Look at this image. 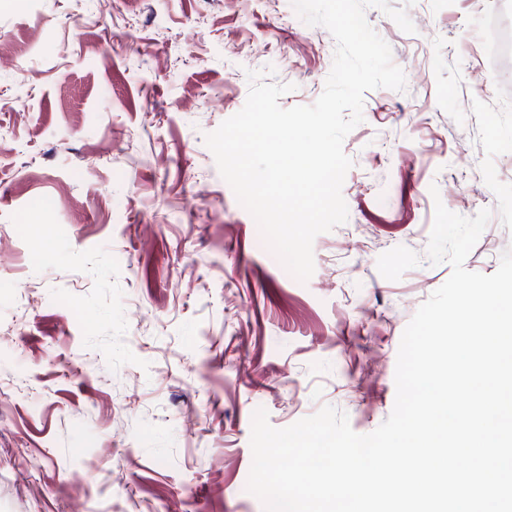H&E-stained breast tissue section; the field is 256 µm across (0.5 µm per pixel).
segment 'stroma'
<instances>
[{
  "mask_svg": "<svg viewBox=\"0 0 512 512\" xmlns=\"http://www.w3.org/2000/svg\"><path fill=\"white\" fill-rule=\"evenodd\" d=\"M498 0H390L370 26L404 90L364 95L345 138L346 223L296 280L221 177L206 134L248 72L313 104L336 48L290 0H0V512H264L252 416L391 413L402 333L446 282L434 203L491 220L465 260L512 248V67ZM438 195H431V187Z\"/></svg>",
  "mask_w": 512,
  "mask_h": 512,
  "instance_id": "1",
  "label": "stroma"
}]
</instances>
